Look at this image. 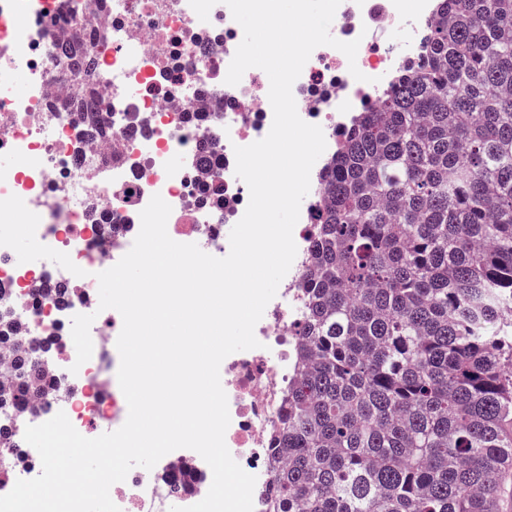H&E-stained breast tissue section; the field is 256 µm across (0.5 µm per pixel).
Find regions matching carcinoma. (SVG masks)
Returning <instances> with one entry per match:
<instances>
[{"label": "carcinoma", "instance_id": "cac0c4a2", "mask_svg": "<svg viewBox=\"0 0 512 512\" xmlns=\"http://www.w3.org/2000/svg\"><path fill=\"white\" fill-rule=\"evenodd\" d=\"M92 45L60 66L93 94ZM271 512H497L512 458V0H436L321 166ZM7 316L0 406L43 381Z\"/></svg>", "mask_w": 512, "mask_h": 512}]
</instances>
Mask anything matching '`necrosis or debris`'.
Listing matches in <instances>:
<instances>
[{
  "instance_id": "necrosis-or-debris-1",
  "label": "necrosis or debris",
  "mask_w": 512,
  "mask_h": 512,
  "mask_svg": "<svg viewBox=\"0 0 512 512\" xmlns=\"http://www.w3.org/2000/svg\"><path fill=\"white\" fill-rule=\"evenodd\" d=\"M433 9L434 0H342L340 38L359 40L355 61L317 47L292 88L299 116L322 128L327 152L335 151L336 130L353 104L373 101L399 67L401 55L384 46L387 32L404 30V53L416 54ZM88 16L96 20L91 35L101 124L94 133L58 65L59 50ZM231 20L222 0L205 22L188 0H0V151L14 159L0 169V223L16 224L38 258L34 265L18 260L12 238L0 235V311H10L19 342L49 380L22 413L0 409V428L11 431L24 456L11 466L0 495L42 470L37 451L25 443L27 426L62 412L81 435L94 438L126 419L127 402L112 389L118 311H101L92 323L93 352L83 365L74 353L45 354L37 343L63 334L75 315L96 306V271L129 251L151 197L161 195L171 206L167 232L174 241L213 256L230 251L225 226L246 210L234 149L264 138L273 121L258 69H248L238 85L225 82L238 47ZM353 64L363 80L349 75ZM18 72L29 79L23 96L10 83ZM203 153L210 166L198 163ZM215 174L224 182L218 208L202 198ZM317 221L315 199L304 200L293 231L296 257L255 327L260 348L221 364L230 415L225 443L257 478L254 512H269L270 448L292 378L305 314L302 279ZM53 286L65 287V304L50 295ZM212 479L202 457L184 449L165 455L151 472L130 471L112 485L110 497L121 512H166L173 500L184 507L201 501Z\"/></svg>"
}]
</instances>
